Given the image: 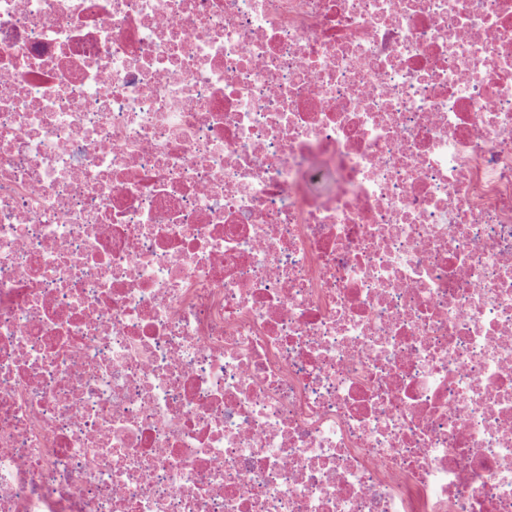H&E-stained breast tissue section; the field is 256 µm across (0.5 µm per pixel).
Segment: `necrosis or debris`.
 <instances>
[{"label": "necrosis or debris", "mask_w": 512, "mask_h": 512, "mask_svg": "<svg viewBox=\"0 0 512 512\" xmlns=\"http://www.w3.org/2000/svg\"><path fill=\"white\" fill-rule=\"evenodd\" d=\"M0 512H512V0H0Z\"/></svg>", "instance_id": "4bbe7bcc"}]
</instances>
